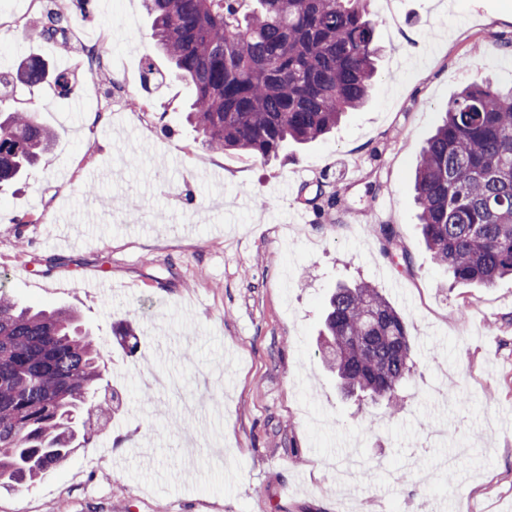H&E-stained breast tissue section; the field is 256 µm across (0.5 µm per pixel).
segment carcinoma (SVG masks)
Listing matches in <instances>:
<instances>
[{"instance_id": "cac0c4a2", "label": "carcinoma", "mask_w": 512, "mask_h": 512, "mask_svg": "<svg viewBox=\"0 0 512 512\" xmlns=\"http://www.w3.org/2000/svg\"><path fill=\"white\" fill-rule=\"evenodd\" d=\"M151 37L191 89L187 119L207 147L269 159L330 134L362 107L381 46L368 0H145ZM91 0H58L33 21L39 40L67 33ZM48 64L0 70L1 88L39 85ZM53 132L35 114L0 111V187L27 176ZM413 200L432 262L457 282L512 276V89L473 82L449 104L422 150ZM324 355L347 393L400 404L413 367L400 313L372 285L329 299ZM104 367L68 308L0 298V489L34 483L65 463L79 425L100 423Z\"/></svg>"}]
</instances>
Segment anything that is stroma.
<instances>
[{"mask_svg":"<svg viewBox=\"0 0 512 512\" xmlns=\"http://www.w3.org/2000/svg\"><path fill=\"white\" fill-rule=\"evenodd\" d=\"M368 9L383 52L366 106L264 161L211 152L185 123L190 90L157 54L144 0H96L79 22L83 38L109 32L123 90L100 121L104 80L31 38L36 0H0V68L39 57L76 81L65 97L17 90L55 138L0 191V287L77 308L123 401L33 487L0 491V512H343L332 472L351 445L371 460L348 491L364 512H512V279L449 278L411 199L455 95L512 88V0ZM140 96L152 111L127 106ZM96 275L110 288L84 287ZM360 281L396 304L414 347L395 414L345 396L318 345L331 289Z\"/></svg>","mask_w":512,"mask_h":512,"instance_id":"stroma-1","label":"stroma"}]
</instances>
